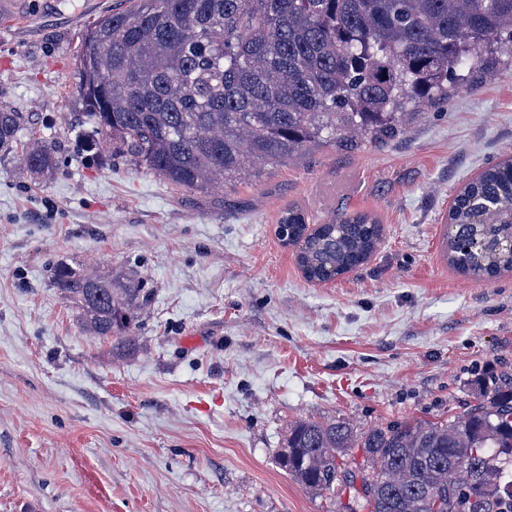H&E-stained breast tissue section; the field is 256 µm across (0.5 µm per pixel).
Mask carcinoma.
Segmentation results:
<instances>
[{"label": "carcinoma", "mask_w": 512, "mask_h": 512, "mask_svg": "<svg viewBox=\"0 0 512 512\" xmlns=\"http://www.w3.org/2000/svg\"><path fill=\"white\" fill-rule=\"evenodd\" d=\"M91 25L76 89L112 152L190 191L283 165L314 142L382 140L409 107L467 87L472 44L512 46V0H128ZM27 123L0 110V153ZM50 172L53 149L23 156ZM494 201V211L476 205ZM448 255L463 272L512 269V173L499 165L466 186L450 213ZM291 206L276 233L305 240L310 280L364 263L380 234L364 214L337 216L303 238ZM53 281L95 335L131 346L130 305L142 289L88 278L68 266ZM465 416L394 422L363 433L334 418L300 421L281 466L342 512H512V386H486ZM362 448L364 463L345 461Z\"/></svg>", "instance_id": "1"}]
</instances>
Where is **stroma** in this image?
Here are the masks:
<instances>
[{
	"mask_svg": "<svg viewBox=\"0 0 512 512\" xmlns=\"http://www.w3.org/2000/svg\"><path fill=\"white\" fill-rule=\"evenodd\" d=\"M126 6L27 0L0 29V108L30 119L0 154V512H330L278 463L295 422L461 417L476 370L512 378V272L463 274L446 249L457 194L512 158V53L482 54L395 137L186 191L83 117L80 40ZM37 140L45 177L23 163ZM291 205L312 224L370 214L382 238L309 281L276 234ZM58 264L138 281L131 350L82 325ZM26 168L35 174L44 175L50 172L54 163V153L50 145H42L23 156Z\"/></svg>",
	"mask_w": 512,
	"mask_h": 512,
	"instance_id": "obj_1",
	"label": "stroma"
}]
</instances>
